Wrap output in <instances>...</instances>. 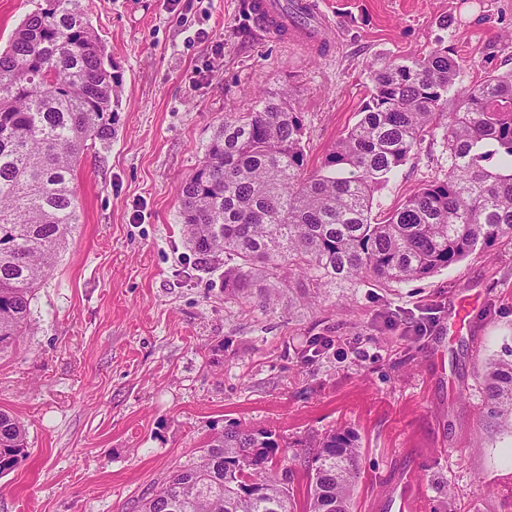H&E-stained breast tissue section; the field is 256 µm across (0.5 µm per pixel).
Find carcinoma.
<instances>
[{"label":"carcinoma","instance_id":"obj_1","mask_svg":"<svg viewBox=\"0 0 512 512\" xmlns=\"http://www.w3.org/2000/svg\"><path fill=\"white\" fill-rule=\"evenodd\" d=\"M45 2L0 52V352L32 332L34 292L80 223L78 162L89 144L112 139L122 82L81 0ZM462 71L446 46L373 60L359 119L313 170L288 91L224 116L179 189L194 253L224 255V288L250 297L283 269L319 285L399 283L511 245L512 70L467 86ZM431 136L448 152V174L372 216L375 194ZM483 385L512 418V359L490 363ZM278 448L270 432L217 431L141 512H352L354 431L319 440L302 503L288 487L293 472L271 465ZM27 454L24 423L0 410V476ZM247 481L255 492L241 491Z\"/></svg>","mask_w":512,"mask_h":512}]
</instances>
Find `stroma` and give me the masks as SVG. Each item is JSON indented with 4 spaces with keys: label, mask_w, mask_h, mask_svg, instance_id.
<instances>
[{
    "label": "stroma",
    "mask_w": 512,
    "mask_h": 512,
    "mask_svg": "<svg viewBox=\"0 0 512 512\" xmlns=\"http://www.w3.org/2000/svg\"><path fill=\"white\" fill-rule=\"evenodd\" d=\"M254 0H84L122 76L114 134L83 155L80 223L31 302L34 334L0 353V409L29 455L0 476V512H140L212 429L269 430L294 458L356 432L354 512H512V425L490 416L489 360L512 353V246L406 283L279 280L277 300L224 291L199 262L179 187L225 114L290 88L309 166L355 124L377 56L444 43L471 81L512 69V0H318L299 44L259 28ZM425 140L374 212L444 178Z\"/></svg>",
    "instance_id": "obj_1"
}]
</instances>
